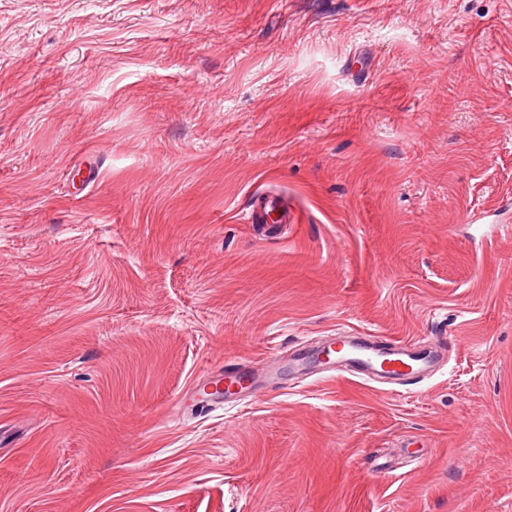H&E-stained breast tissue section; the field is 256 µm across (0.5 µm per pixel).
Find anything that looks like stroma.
I'll return each mask as SVG.
<instances>
[{
	"label": "stroma",
	"mask_w": 512,
	"mask_h": 512,
	"mask_svg": "<svg viewBox=\"0 0 512 512\" xmlns=\"http://www.w3.org/2000/svg\"><path fill=\"white\" fill-rule=\"evenodd\" d=\"M0 512H512V0H0ZM276 208L281 210L280 222L288 224V222L291 220V212L288 210V206H284V204L278 206L267 198H259L255 201L252 215L253 224H262L267 222V216L269 215V212ZM364 345L356 346L343 337L312 348H333L336 345L337 372H352L368 379L390 378L404 384L416 385L422 381L441 347L419 345L412 341L370 337ZM386 366V369H384ZM388 373H383V370ZM243 378L248 380L247 385H242ZM255 382L254 374L244 370L241 363L235 360L226 362V370L224 371V384L230 390L233 386L238 385L241 392L244 389L249 388Z\"/></svg>",
	"instance_id": "stroma-1"
}]
</instances>
